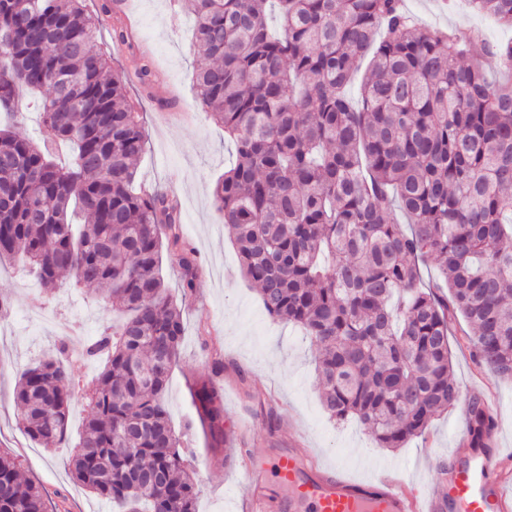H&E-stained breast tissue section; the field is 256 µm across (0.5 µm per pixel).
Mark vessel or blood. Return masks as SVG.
I'll use <instances>...</instances> for the list:
<instances>
[{
    "instance_id": "vessel-or-blood-1",
    "label": "vessel or blood",
    "mask_w": 512,
    "mask_h": 512,
    "mask_svg": "<svg viewBox=\"0 0 512 512\" xmlns=\"http://www.w3.org/2000/svg\"><path fill=\"white\" fill-rule=\"evenodd\" d=\"M455 460L448 479L429 494L383 473L365 483L340 471L325 473L294 448L278 452L272 467L289 512H512V496L504 490L511 460L494 448L464 446Z\"/></svg>"
}]
</instances>
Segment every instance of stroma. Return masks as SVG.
<instances>
[{"label":"stroma","mask_w":512,"mask_h":512,"mask_svg":"<svg viewBox=\"0 0 512 512\" xmlns=\"http://www.w3.org/2000/svg\"><path fill=\"white\" fill-rule=\"evenodd\" d=\"M84 5L99 19L98 47L107 49L116 65L129 66L143 52L150 55V88L134 78L128 84L146 131L137 180L144 188L178 196L182 233L201 267L194 291L186 294L175 257H162L166 286L183 298L185 324L165 402L173 426L193 451L198 512H237V503L250 495L239 480L243 461L264 463L288 448L303 449L322 465L339 466L358 482L388 469L407 483L432 488L465 435L459 409L436 417L426 437L401 448L379 447L356 420L331 419L321 405L316 345L300 328L269 317L241 276L232 232L212 206L214 184L232 162L235 147L195 101L192 15L177 0H126L124 16L133 29L128 42L120 44L112 38L115 0H84ZM404 7L429 29L471 27L490 41H512V30L473 13L465 0H404ZM0 294L12 301L11 315L0 321V450L19 455L24 477L40 486L57 512H109L107 504L72 479L68 449L46 450L23 433L15 392L21 368L47 359L59 341L92 340L112 312L67 282L46 294L13 262L0 264ZM467 329L459 323L449 339L454 377L469 395L491 402L496 426L490 444L512 457V382L491 380L480 371L460 343ZM217 360L224 364L218 373L213 370ZM195 377L212 379L223 398L227 439L217 451L202 432L186 431L193 415L188 383Z\"/></svg>","instance_id":"obj_1"}]
</instances>
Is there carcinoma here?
I'll return each mask as SVG.
<instances>
[{"label": "carcinoma", "mask_w": 512, "mask_h": 512, "mask_svg": "<svg viewBox=\"0 0 512 512\" xmlns=\"http://www.w3.org/2000/svg\"><path fill=\"white\" fill-rule=\"evenodd\" d=\"M186 2L196 100L236 148L213 205L266 312L316 342L329 415L357 418L383 448L424 436L459 401L448 348L459 318L478 366L512 381V41L423 28L402 0H276L277 32L270 0ZM468 3L512 29V0ZM96 33L82 0H0V112L39 93L44 125L40 143L0 128V262L20 261L48 291L68 277L129 314L83 349L107 362L74 479L111 512H197L193 457L163 397L184 324L162 248L185 294L200 265L178 199L135 188L144 127ZM364 62L354 103L347 88ZM133 66L150 85L151 60ZM58 141L75 149L69 167L53 158ZM57 353L16 390L20 426L50 450L76 396L66 345ZM188 391L203 434L222 435L212 383ZM494 428L487 401L471 398L469 446L488 447ZM0 512H48L2 451Z\"/></svg>", "instance_id": "carcinoma-1"}]
</instances>
